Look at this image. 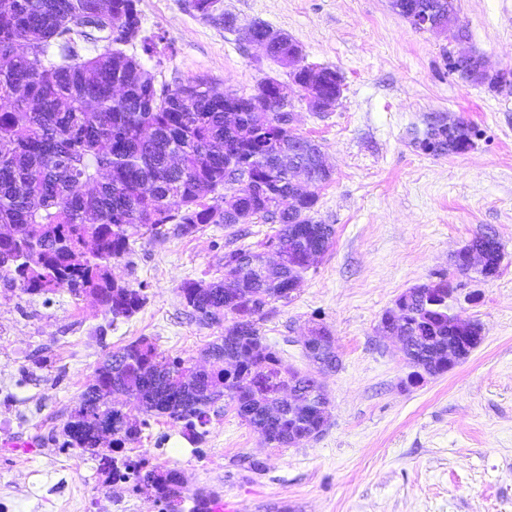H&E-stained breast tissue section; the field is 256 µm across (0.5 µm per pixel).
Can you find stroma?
I'll list each match as a JSON object with an SVG mask.
<instances>
[{
  "instance_id": "35a3bbf8",
  "label": "stroma",
  "mask_w": 512,
  "mask_h": 512,
  "mask_svg": "<svg viewBox=\"0 0 512 512\" xmlns=\"http://www.w3.org/2000/svg\"><path fill=\"white\" fill-rule=\"evenodd\" d=\"M456 4L467 48L489 69L512 71V0ZM221 6L240 23L260 19L287 33L305 63L343 78L332 111L295 102L297 133L320 144L332 172L315 218L333 226V244L260 324L265 344L303 372L305 327L330 328L340 366L322 377L328 425L299 447L273 448L220 400L199 444L184 437L182 422L150 417L128 455L181 473L183 512L203 488L237 512H512V85L461 79L443 55L447 40L415 31L390 0ZM139 8L146 33L164 38V53L146 62L158 82L205 80L247 96L265 78H289L190 0H140ZM437 117L474 128L468 152L437 157L417 147L415 131ZM483 231L502 245L498 276L455 275L454 253ZM272 233L257 220L237 238L203 224L137 240L112 265L117 281L145 297L128 319L65 288L31 295L0 284V496L13 499L14 512H84V495L111 512H165L154 496L107 483L100 458L75 448L63 459L68 411L106 355L139 338L202 362L224 329L199 323L180 284L221 279L225 251ZM442 275L463 315L481 323L483 341L452 371L402 389L408 370L380 332L381 316L402 292ZM253 459L261 470H250Z\"/></svg>"
}]
</instances>
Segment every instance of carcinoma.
Listing matches in <instances>:
<instances>
[{"label":"carcinoma","instance_id":"obj_1","mask_svg":"<svg viewBox=\"0 0 512 512\" xmlns=\"http://www.w3.org/2000/svg\"><path fill=\"white\" fill-rule=\"evenodd\" d=\"M139 0H0V280L29 294L67 287L91 293L112 318H129L144 305L140 291L112 277V261L131 251V241L155 236L167 224L182 234L200 224L231 229L256 215L278 225L262 246L278 243L289 263L267 264L265 251L240 246L224 254V278L207 288L186 280L179 294L205 325H224L206 356L210 367L189 366L140 338L107 355L94 382L77 397L63 426L70 448L102 456L103 470L128 468L137 486L181 512L183 479L176 470L149 468L114 452L138 439L140 427L120 405L135 399L146 415L185 421L190 443L201 441L199 428L210 422L218 400L273 448L318 424L308 404L310 374L286 365L263 344L259 324L275 300H292L302 279L303 257L326 253L334 228L315 220L317 189L330 176L316 167L320 146L281 122L276 107L308 84L317 92L336 90V70L328 77L297 71L293 85L262 81L249 96L232 98L203 81L157 84L154 72L125 51L139 45L157 54L160 35L145 34ZM200 15L230 32L265 38L270 27L255 20L240 28L237 17L220 9V0H193ZM404 18L434 13L441 29L467 37L456 9L443 0H393ZM96 54L85 56L82 48ZM153 128L152 138L143 127ZM465 123L453 129L434 124L418 136L433 156L459 154L472 145ZM306 171L312 190L288 201V169L271 163L270 153ZM257 176L251 190L229 201L225 188L230 166ZM448 288L442 279L426 293L402 296L400 332L407 337L410 362L437 361L448 348ZM336 348L307 354L310 368L336 365ZM291 378L300 403L277 401L281 380ZM112 427L113 455L101 454L104 427Z\"/></svg>","mask_w":512,"mask_h":512}]
</instances>
